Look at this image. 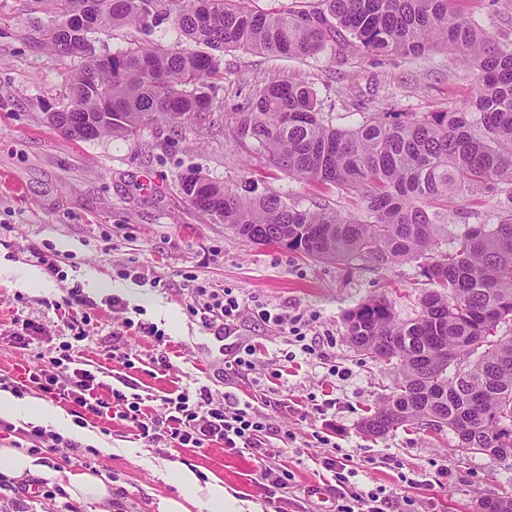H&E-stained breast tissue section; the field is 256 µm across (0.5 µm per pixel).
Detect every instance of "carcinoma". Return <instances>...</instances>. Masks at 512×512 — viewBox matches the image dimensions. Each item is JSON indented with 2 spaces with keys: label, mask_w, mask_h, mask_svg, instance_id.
<instances>
[{
  "label": "carcinoma",
  "mask_w": 512,
  "mask_h": 512,
  "mask_svg": "<svg viewBox=\"0 0 512 512\" xmlns=\"http://www.w3.org/2000/svg\"><path fill=\"white\" fill-rule=\"evenodd\" d=\"M66 25L32 40L60 57L81 59L69 102L44 107L47 123L73 140L127 137L153 123H201L213 112L223 78L219 59L193 49L315 56L336 36L375 55H422L445 46L471 72L472 95L446 111L373 113L352 128L324 118L316 94L292 78L259 90L238 111L241 133L292 179L336 186L360 198L358 212L299 209L279 195L243 199L198 174L194 208L255 244H276L311 259L383 266L419 262L421 312L397 318L385 298L346 315L347 335L367 358L392 366L393 390L361 422L374 438L411 422L435 429L469 422L472 448L512 459V336L491 338L512 321V211L497 223L448 242L437 202L500 184L512 186V40L495 36L455 8L457 0H318L306 10L260 13L248 0H50ZM169 22L186 45L133 42L92 54L88 34L115 27L150 30ZM447 248H442V245ZM409 344L398 347L393 339ZM448 337V358L429 375L420 361L429 337ZM479 512H512V496L488 498Z\"/></svg>",
  "instance_id": "obj_1"
}]
</instances>
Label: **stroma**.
Returning <instances> with one entry per match:
<instances>
[{"mask_svg":"<svg viewBox=\"0 0 512 512\" xmlns=\"http://www.w3.org/2000/svg\"><path fill=\"white\" fill-rule=\"evenodd\" d=\"M457 7L512 38V0H459ZM54 18L50 6L34 0H0V388L13 387L23 367L39 365L68 342L75 359L103 368L108 387L141 395L149 416L163 414L164 396L184 390L251 404L273 427L269 451L277 450L281 433L294 437L281 459L292 474L288 512H338L341 489L321 464L330 448L352 457L356 490L398 503L412 499L419 512H477L481 500L512 494V460L466 452L452 430L414 423L375 439L359 429L391 392L395 374L352 347L346 314L383 296L399 319L415 318L424 289L417 262L316 261L282 246L253 244L211 223L179 188L181 176L196 173L246 199L277 194L302 208L317 202L356 211V196L269 167L257 143L238 134V109L264 86L297 76L312 87L333 126L350 128L370 113L460 106L471 93L466 68L444 48L419 57L380 56L344 42L303 59L228 50L221 57L217 109L207 121L182 131L154 124L126 138L76 141L45 123L41 110L66 103L78 66L30 38ZM89 40L100 55L134 41L173 47L183 38L163 24L148 35L120 27L92 33ZM511 204L502 188L449 198L448 234L495 223ZM34 248L63 254L66 279L50 276L42 287H20L19 271L35 265ZM129 268L141 280L126 277ZM76 285L91 299L78 321L79 341L66 325L72 311L62 304ZM197 286L229 288L244 305L303 315L309 321L304 341L247 313L233 336H217L187 309ZM111 296L122 298L125 309L107 306ZM134 316L163 331L166 346L123 330L124 318ZM25 319L42 323L45 331L21 346L10 332ZM305 344L312 354H302ZM115 345L137 354L134 367L109 360ZM246 346L256 350L255 367L234 375L229 365ZM288 352L295 353L294 361H285ZM87 427L99 433V449L62 441L39 459L53 468L105 475L110 500H78L34 479L0 480V512H149L153 496L175 492L154 474L152 464L160 459L190 466L204 482L221 478L239 498L273 512L249 450L231 451L219 442L204 449L149 443L131 422L106 416L88 418ZM128 448L146 450L147 462L131 461ZM405 470L414 471L416 485L402 482Z\"/></svg>","mask_w":512,"mask_h":512,"instance_id":"stroma-1","label":"stroma"}]
</instances>
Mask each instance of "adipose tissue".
<instances>
[{
	"mask_svg": "<svg viewBox=\"0 0 512 512\" xmlns=\"http://www.w3.org/2000/svg\"><path fill=\"white\" fill-rule=\"evenodd\" d=\"M0 417L16 426L28 424L52 426L68 433L71 439L90 444L95 434L72 426L67 413L50 402L21 399L7 389L0 388ZM160 478L177 490L173 496H155L150 502L151 512H262L259 503L236 496L215 478L200 482L196 472L177 461H166L158 466ZM0 476L7 480L35 478L49 484L62 485L74 498L104 500L111 493L103 479L89 472L75 473L38 463L36 458L18 448H0Z\"/></svg>",
	"mask_w": 512,
	"mask_h": 512,
	"instance_id": "adipose-tissue-1",
	"label": "adipose tissue"
}]
</instances>
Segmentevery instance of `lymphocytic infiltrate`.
Listing matches in <instances>:
<instances>
[{
	"instance_id": "f902f5d3",
	"label": "lymphocytic infiltrate",
	"mask_w": 512,
	"mask_h": 512,
	"mask_svg": "<svg viewBox=\"0 0 512 512\" xmlns=\"http://www.w3.org/2000/svg\"><path fill=\"white\" fill-rule=\"evenodd\" d=\"M187 308L192 314L203 315L207 325L223 333L231 332L243 312L247 311L226 288L219 291L196 289ZM247 312L262 322L288 331L292 336H301L306 325L302 316L291 317L261 304L254 305ZM31 386L44 396L71 401L86 412L98 416L108 414L132 422L141 438L150 442L165 437L173 446L180 448L200 449L218 441L231 450L241 446L248 448L257 453L264 463L262 490L266 498L276 499L280 504L288 501L291 474L273 461L264 448V437L270 425L251 406L227 399L218 401L208 392L195 398L184 391L164 398V418H153L142 412L140 401L129 399L120 389H111L108 396H101V383L96 372L81 367L65 346L59 348L57 354L48 356L44 364L27 370L19 387L24 390ZM348 463V458L337 457L332 452L322 460L324 469L333 472L338 485L344 489V503L339 512H386L379 497L365 496L348 489Z\"/></svg>"
}]
</instances>
